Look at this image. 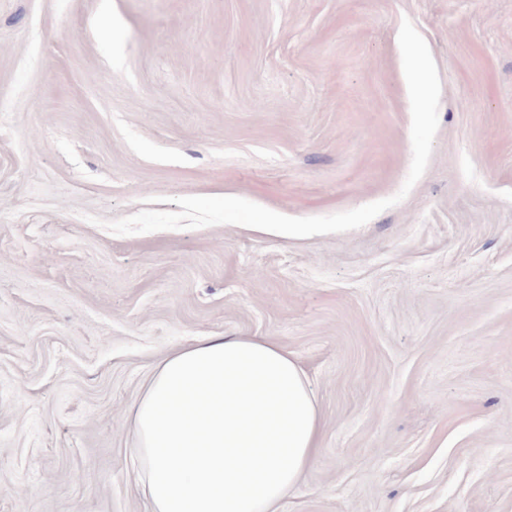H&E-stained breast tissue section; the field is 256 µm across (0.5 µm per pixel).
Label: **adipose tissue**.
<instances>
[{
  "label": "adipose tissue",
  "mask_w": 512,
  "mask_h": 512,
  "mask_svg": "<svg viewBox=\"0 0 512 512\" xmlns=\"http://www.w3.org/2000/svg\"><path fill=\"white\" fill-rule=\"evenodd\" d=\"M321 415L295 356L212 336L153 369L134 417L151 512H278L310 466Z\"/></svg>",
  "instance_id": "ef3b65f1"
}]
</instances>
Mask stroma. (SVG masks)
Returning <instances> with one entry per match:
<instances>
[{"label": "stroma", "instance_id": "stroma-1", "mask_svg": "<svg viewBox=\"0 0 512 512\" xmlns=\"http://www.w3.org/2000/svg\"><path fill=\"white\" fill-rule=\"evenodd\" d=\"M362 228L117 236L152 197ZM291 352L322 416L279 512H512V0H0V512H150L131 412L209 336Z\"/></svg>", "mask_w": 512, "mask_h": 512}]
</instances>
